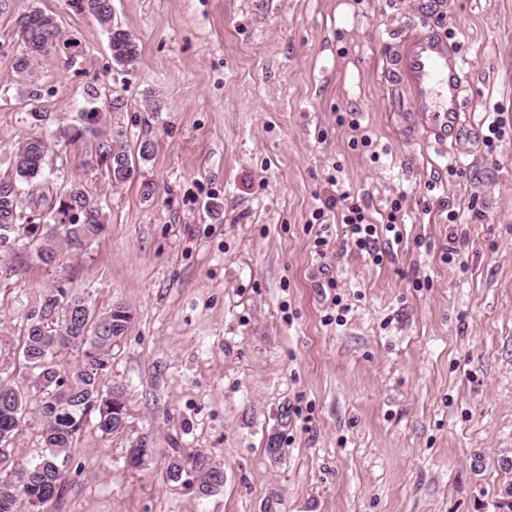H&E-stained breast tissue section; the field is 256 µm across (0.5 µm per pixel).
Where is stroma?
<instances>
[{
	"instance_id": "obj_1",
	"label": "stroma",
	"mask_w": 512,
	"mask_h": 512,
	"mask_svg": "<svg viewBox=\"0 0 512 512\" xmlns=\"http://www.w3.org/2000/svg\"><path fill=\"white\" fill-rule=\"evenodd\" d=\"M35 8L80 56L16 69L13 21ZM112 17L137 39L133 69L68 0L0 15V179L47 112L45 181L108 216L56 263L35 240L0 254V370L25 382L19 345L47 289L132 315L105 377L126 390V428L84 427L44 512H512V0H112ZM429 28L465 73L443 145L410 128L393 77ZM93 110L129 151L154 145L127 183L71 135ZM340 189L376 222L403 198L381 264L335 212L313 219ZM144 434L155 458L135 469ZM199 449L224 466L208 497L166 477Z\"/></svg>"
}]
</instances>
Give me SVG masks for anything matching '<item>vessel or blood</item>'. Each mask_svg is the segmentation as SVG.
Returning a JSON list of instances; mask_svg holds the SVG:
<instances>
[{"mask_svg":"<svg viewBox=\"0 0 512 512\" xmlns=\"http://www.w3.org/2000/svg\"><path fill=\"white\" fill-rule=\"evenodd\" d=\"M410 90L409 109L418 127L445 141L464 105L462 67L448 52L447 38L413 36L396 70Z\"/></svg>","mask_w":512,"mask_h":512,"instance_id":"1","label":"vessel or blood"}]
</instances>
